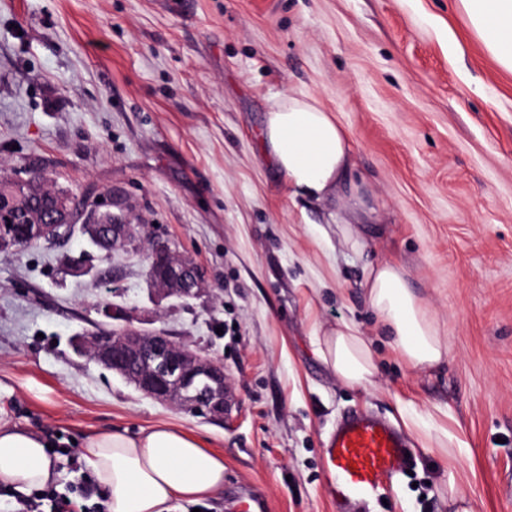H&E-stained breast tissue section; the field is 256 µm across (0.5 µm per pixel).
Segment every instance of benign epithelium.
<instances>
[{"label":"benign epithelium","mask_w":512,"mask_h":512,"mask_svg":"<svg viewBox=\"0 0 512 512\" xmlns=\"http://www.w3.org/2000/svg\"><path fill=\"white\" fill-rule=\"evenodd\" d=\"M82 208L70 197L54 201L51 216L40 224L0 225V251L18 252L43 240H57L80 227L88 240L102 247L147 244L148 278L159 294L183 299L195 297L203 274L193 259L173 252L168 243L148 238L129 223L127 202L107 193L86 197ZM72 348L87 355L113 374L132 384L143 395L180 410L209 419H224L231 410L224 365L198 351L174 343L163 331L145 332L130 324L91 336H77Z\"/></svg>","instance_id":"benign-epithelium-1"}]
</instances>
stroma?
I'll list each match as a JSON object with an SVG mask.
<instances>
[{
    "mask_svg": "<svg viewBox=\"0 0 512 512\" xmlns=\"http://www.w3.org/2000/svg\"><path fill=\"white\" fill-rule=\"evenodd\" d=\"M310 94L349 130L369 212L366 246L326 245L341 202L293 195L260 150L265 115ZM39 162L48 183L114 190L131 221L204 271L199 296L157 300L142 252L95 253L81 235L0 252V405L53 440L55 489L108 429L160 422L222 452L228 488L266 512H336L324 448L355 410L401 426L399 402L462 440L445 459L410 433L415 461L385 505L347 512H512V71L472 32L459 0H0V169ZM401 264L448 342L414 369L376 335L366 270ZM122 307L216 358L235 397L214 423L158 403L71 340ZM372 338L374 387L338 382L315 326Z\"/></svg>",
    "mask_w": 512,
    "mask_h": 512,
    "instance_id": "1",
    "label": "stroma"
}]
</instances>
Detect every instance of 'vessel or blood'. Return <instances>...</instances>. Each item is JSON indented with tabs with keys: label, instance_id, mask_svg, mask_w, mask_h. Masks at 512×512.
Listing matches in <instances>:
<instances>
[{
	"label": "vessel or blood",
	"instance_id": "vessel-or-blood-1",
	"mask_svg": "<svg viewBox=\"0 0 512 512\" xmlns=\"http://www.w3.org/2000/svg\"><path fill=\"white\" fill-rule=\"evenodd\" d=\"M412 454L399 431L367 412L348 414L325 447L330 492L337 504L381 498Z\"/></svg>",
	"mask_w": 512,
	"mask_h": 512
}]
</instances>
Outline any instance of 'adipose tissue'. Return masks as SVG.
<instances>
[{"mask_svg": "<svg viewBox=\"0 0 512 512\" xmlns=\"http://www.w3.org/2000/svg\"><path fill=\"white\" fill-rule=\"evenodd\" d=\"M472 30L512 71V0H460ZM263 155L293 194L318 201L344 198L362 208L348 130L313 96L285 95L267 112L260 135ZM362 286L380 331L397 355L415 368L446 361L448 346L426 301L405 268L384 262L368 268ZM316 353L343 385L374 386L378 367L370 340L349 322L322 330ZM81 459L109 512H173L175 503L198 504L224 488V455L183 430L159 424L130 436L101 430L88 436ZM55 461L46 439L20 428L0 410V482L29 492L54 482Z\"/></svg>", "mask_w": 512, "mask_h": 512, "instance_id": "obj_1", "label": "adipose tissue"}]
</instances>
